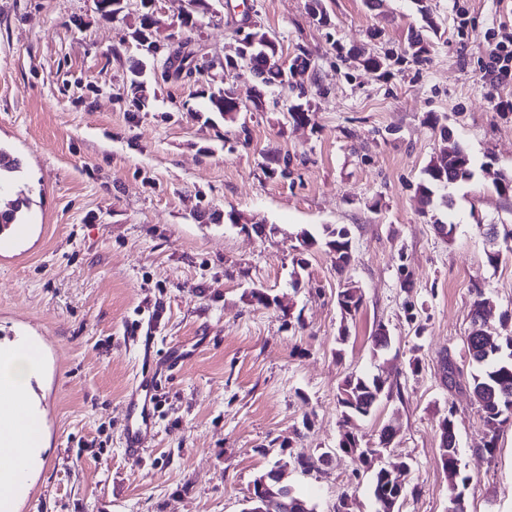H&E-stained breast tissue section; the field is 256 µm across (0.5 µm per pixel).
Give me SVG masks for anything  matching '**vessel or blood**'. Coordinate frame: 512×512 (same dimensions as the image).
Masks as SVG:
<instances>
[{
    "label": "vessel or blood",
    "mask_w": 512,
    "mask_h": 512,
    "mask_svg": "<svg viewBox=\"0 0 512 512\" xmlns=\"http://www.w3.org/2000/svg\"><path fill=\"white\" fill-rule=\"evenodd\" d=\"M154 381L151 367H144L125 403L124 446L132 456L146 454V444L153 433L156 410ZM30 404L29 397L20 394L10 381L0 378V434L11 433L13 447L27 448L31 445L30 435L20 427L29 416Z\"/></svg>",
    "instance_id": "1"
}]
</instances>
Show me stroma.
Segmentation results:
<instances>
[{
	"mask_svg": "<svg viewBox=\"0 0 512 512\" xmlns=\"http://www.w3.org/2000/svg\"><path fill=\"white\" fill-rule=\"evenodd\" d=\"M226 2L204 0L188 34L218 62L242 20ZM428 4L438 31L425 61L383 73L362 60L423 26L413 0H323L327 28L307 0H256L285 56L313 55L296 124L286 89L235 79L239 99L263 94L264 109L231 122L202 95L223 86L221 69L163 81L129 35L139 0L113 20L96 0H0V146L22 160L0 205L32 199L28 234L0 256V334L39 350L42 424L14 512H242L254 479L292 451L333 454L288 470L315 512H336L344 494L351 512H376L370 473L336 448L350 372L398 387L356 432L371 444L396 426L381 462L410 467L400 512H448L439 441L451 410L468 512H512V423L486 454L471 366L452 389L441 372L443 355L462 354L475 297L492 334L512 333V258L489 264L482 231L512 229V197L494 186L512 174V78L486 75L491 39L512 37V0ZM135 66L150 92L139 110L126 101ZM444 127L473 161L439 213L449 239L417 191ZM326 225L351 232L346 273L325 244L296 248ZM347 280L363 296L349 319L336 305ZM381 324L390 344L377 351ZM148 357L163 364L161 400L139 461L122 444L124 406Z\"/></svg>",
	"mask_w": 512,
	"mask_h": 512,
	"instance_id": "stroma-1",
	"label": "stroma"
}]
</instances>
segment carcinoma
<instances>
[{
	"label": "carcinoma",
	"instance_id": "carcinoma-1",
	"mask_svg": "<svg viewBox=\"0 0 512 512\" xmlns=\"http://www.w3.org/2000/svg\"><path fill=\"white\" fill-rule=\"evenodd\" d=\"M151 35L147 54L163 57L161 79L181 80L190 79L197 74L206 73L210 62L190 48L191 40L188 38L172 40V35H162L158 21L147 11L138 16V22L130 32L135 42H140L145 35ZM248 53L252 55L253 68L261 76V84H283L281 70L267 66L268 56L275 53L267 39V31L260 25H255L247 31ZM429 42L419 31L410 33L407 44L402 53L413 60H419L428 52ZM134 78L130 80L127 99L131 106L139 109L149 101V94L145 82L138 80L139 72H133ZM209 110L219 112L224 118L233 120L245 106L234 97L232 89L212 91L208 94ZM444 146L439 155L426 167L424 179L418 184V193L431 201L435 198L444 205H449L448 187L458 182L466 181L473 175V162L466 151L457 141L452 139L446 129L440 132ZM21 169L20 160L0 147V182L13 178ZM29 203L26 197H17L6 209L0 208V225L17 224L23 212V207ZM325 245L329 249L340 252L343 262L336 265L339 271L348 267L352 260V245L349 232L344 227L323 229ZM512 255V232L503 234L502 240L491 246L488 252V261L498 264L502 257ZM336 303L342 316H353L359 311L363 303L360 290L351 283L344 284L336 295ZM463 347L469 363L476 370L471 377L472 394L478 405L484 425L488 430L489 440L485 443L483 451L493 454L500 428L512 420V398L502 394L507 388L512 391V336L492 339L486 336H477L469 333L463 339ZM507 356H502L503 351ZM392 386L385 383L378 375L347 374L339 388L337 403L340 408L339 442L354 445L358 441L355 423L358 420L372 416L377 404L376 397L392 396ZM446 427L441 433V455L453 459L458 456L456 445L455 412L449 411L444 417ZM359 465L371 471L372 493L377 504V512H399L400 502L406 495V485L400 486L392 483L385 467L376 464V460L358 459ZM262 477L253 482L252 492L247 497V507L243 512H261L265 508L260 493ZM470 482L464 470L458 471L456 486L450 489V502L455 504L454 512H467L465 490ZM283 495L288 500L290 512H315L314 506L304 497L298 495L291 488L283 489Z\"/></svg>",
	"mask_w": 512,
	"mask_h": 512
}]
</instances>
